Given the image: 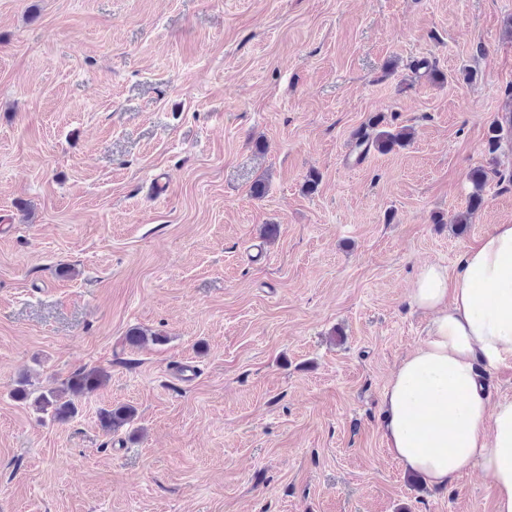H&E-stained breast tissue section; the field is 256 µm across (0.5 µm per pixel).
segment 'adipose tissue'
I'll return each instance as SVG.
<instances>
[{"label": "adipose tissue", "instance_id": "ef3b65f1", "mask_svg": "<svg viewBox=\"0 0 512 512\" xmlns=\"http://www.w3.org/2000/svg\"><path fill=\"white\" fill-rule=\"evenodd\" d=\"M410 301L431 319L383 392L386 447L432 487L481 468L493 479L495 512H512V398L489 403L476 370L512 361V224L478 239L457 272L421 268Z\"/></svg>", "mask_w": 512, "mask_h": 512}]
</instances>
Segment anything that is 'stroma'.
<instances>
[{
  "label": "stroma",
  "mask_w": 512,
  "mask_h": 512,
  "mask_svg": "<svg viewBox=\"0 0 512 512\" xmlns=\"http://www.w3.org/2000/svg\"><path fill=\"white\" fill-rule=\"evenodd\" d=\"M509 109L512 0H0V512H494L393 459L382 393L420 268L512 224ZM377 115L412 140L357 158ZM85 367L68 422L13 396ZM98 416L102 431L106 435H112L133 425L135 410L126 406L104 408L99 411Z\"/></svg>",
  "instance_id": "1"
}]
</instances>
